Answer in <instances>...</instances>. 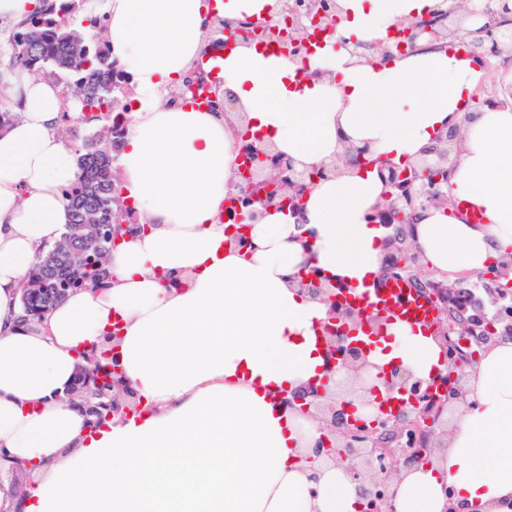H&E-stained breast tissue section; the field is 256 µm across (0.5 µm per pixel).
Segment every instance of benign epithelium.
I'll list each match as a JSON object with an SVG mask.
<instances>
[{
    "label": "benign epithelium",
    "mask_w": 512,
    "mask_h": 512,
    "mask_svg": "<svg viewBox=\"0 0 512 512\" xmlns=\"http://www.w3.org/2000/svg\"><path fill=\"white\" fill-rule=\"evenodd\" d=\"M469 2L466 14L460 15L452 8L437 14L434 24L425 19H415L402 28L403 42L398 46L380 43L377 52L385 57L396 49L405 52L422 42L436 45L450 37L449 27L470 24L477 16L484 17L482 25L475 29L476 39L467 43L471 58L488 71L493 61L504 51L512 52V36L499 31L500 19L512 12V0H493L477 5ZM336 0H284L277 19L261 22L250 18L224 21L218 27L211 23L213 37H226L244 42L253 41L256 32H268L277 36L284 52L296 56L307 49V31L316 25L331 34L336 31ZM212 98L215 108L228 118L241 112L236 97L220 90L214 84ZM512 101V83L502 84L488 97V106L501 107ZM459 128L452 126L439 133L433 147L424 151L416 160L407 164V170L397 173V166L389 162L379 163V173L386 190L379 212L381 223L388 227L395 224H412L418 211L436 206L448 197V182L431 181L432 170L452 171L458 153ZM239 151L247 157L250 171L242 175L235 171V197L238 208L228 214V219L241 224L246 218H255L258 209L284 210L283 190L291 193L294 206L289 210L298 220L304 209L303 201L311 191L312 179L324 180L336 177L348 169L366 164L365 156L371 154L366 145L349 147L335 160L301 169L296 162L283 155L273 144L255 146L243 143ZM146 224H97L96 241L89 248L71 253V263L80 267L84 276L66 285L68 290L87 288L97 284L96 272L100 270L103 256L127 236L147 230ZM512 268V261L490 269L480 277V285L497 306L493 322L512 329V295L504 293L497 284L503 271ZM300 291L310 300L327 307V318L320 323L322 336V374L317 383H309L281 397V403L289 408H299L321 422L320 436L308 449L307 459L329 461L335 465L346 464L352 482L358 485L365 512H394L391 483L403 468L428 462L440 449V423L461 395L465 382V363L451 349L453 337L475 336L487 342L485 335L489 325L483 302L474 293L458 291L459 304L448 307L449 287L439 284L431 289L432 296L443 304L445 319L434 333L447 359L448 369L425 380L401 366L389 369L377 368L370 360L371 348L379 344L385 327L382 319L372 317L360 325L358 312L343 307L339 302V290L345 286L334 283L310 269L294 279ZM118 333H112V376L102 371L83 369L67 397L83 399L82 406L92 415L103 413V407L112 405V418L124 419L137 411L140 396L125 382V375L117 358ZM398 398L399 413L381 416L377 425L367 429L351 418L357 408L371 411L385 406L386 399Z\"/></svg>",
    "instance_id": "obj_1"
}]
</instances>
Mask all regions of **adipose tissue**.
Segmentation results:
<instances>
[{
    "label": "adipose tissue",
    "instance_id": "adipose-tissue-1",
    "mask_svg": "<svg viewBox=\"0 0 512 512\" xmlns=\"http://www.w3.org/2000/svg\"><path fill=\"white\" fill-rule=\"evenodd\" d=\"M87 2L104 13L111 56L133 81L118 165L122 196L150 230L110 253L106 286L74 291L42 318L25 313L21 284L70 220L62 190L78 168L55 83L0 76V98L18 115L0 131V463L30 480L25 495L0 493V512H358L344 467L306 460L318 422L275 394L322 365L314 329L327 308L289 276L306 265L356 287L377 276L385 186L373 168L319 182L304 239L271 211L253 222L256 249L243 258L221 219L238 136L258 133L307 167L362 145L400 163L460 123L450 203L419 211L411 241L431 271L472 278L512 258V107L467 112L487 74L461 37L406 56L376 52L400 23L452 0H336L337 34L366 44L364 59L330 44L305 63L247 45L225 51L224 88L246 115L233 134L222 113L164 95L206 47L214 15L274 17L281 0ZM462 200L483 223L457 213ZM164 275L179 288H164ZM117 319L127 383L149 411L93 435L64 394ZM385 345L373 362L425 379L441 368L439 346L410 325H392ZM466 373L446 451L401 470L395 512H512V336Z\"/></svg>",
    "mask_w": 512,
    "mask_h": 512
}]
</instances>
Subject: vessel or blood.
Returning <instances> with one entry per match:
<instances>
[{
	"mask_svg": "<svg viewBox=\"0 0 512 512\" xmlns=\"http://www.w3.org/2000/svg\"><path fill=\"white\" fill-rule=\"evenodd\" d=\"M347 297L366 312L386 316L388 322L425 332L433 330L441 312L438 302L420 292L412 280L399 276H376L364 289L350 288Z\"/></svg>",
	"mask_w": 512,
	"mask_h": 512,
	"instance_id": "b4317fda",
	"label": "vessel or blood"
}]
</instances>
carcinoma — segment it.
Returning <instances> with one entry per match:
<instances>
[{
	"instance_id": "1",
	"label": "carcinoma",
	"mask_w": 512,
	"mask_h": 512,
	"mask_svg": "<svg viewBox=\"0 0 512 512\" xmlns=\"http://www.w3.org/2000/svg\"><path fill=\"white\" fill-rule=\"evenodd\" d=\"M75 9L76 0H60L21 20L20 31L8 40L11 64L55 83L68 79L78 89L76 106L81 110L86 106L110 110L113 93L118 89L114 76L127 84L130 78L110 60L101 35L103 17L91 15L85 18L87 26H78L74 22ZM123 146L124 140L113 139L110 123L81 139L76 149L78 182L63 192L72 215L66 232L75 228L84 232L43 250L29 273L28 287H42V281L52 273L60 282L72 279L69 250L90 246L93 239L89 229L93 225L112 224L117 215L129 210L121 201L119 186L112 183L114 163Z\"/></svg>"
}]
</instances>
